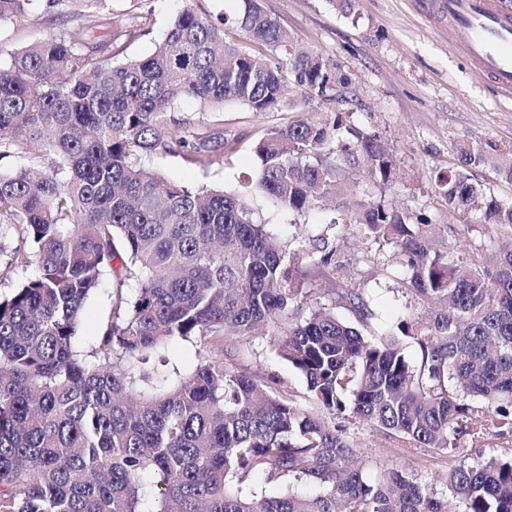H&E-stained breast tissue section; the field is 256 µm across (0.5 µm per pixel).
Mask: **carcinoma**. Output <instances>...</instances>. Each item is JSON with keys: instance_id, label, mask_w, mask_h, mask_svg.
I'll use <instances>...</instances> for the list:
<instances>
[{"instance_id": "cac0c4a2", "label": "carcinoma", "mask_w": 512, "mask_h": 512, "mask_svg": "<svg viewBox=\"0 0 512 512\" xmlns=\"http://www.w3.org/2000/svg\"><path fill=\"white\" fill-rule=\"evenodd\" d=\"M33 2L0 0V27L25 22ZM71 2L74 34L12 50L0 64V160L22 161L0 171V227L24 243L7 262L18 285L0 302V512H144L148 477L155 512H448L450 496L461 512H512V448L461 461L439 494L400 469L366 481L347 435L366 422L399 448L436 453L467 436L477 455L492 438H512V247L490 267L448 251L451 224L363 204L310 238L309 257L335 268L331 230L353 225L390 246L423 313L376 334L358 288L343 296L353 324L307 304L295 267L303 235L276 237L243 196L272 200L300 229L356 158L379 182L396 178L376 136L341 112L272 128L254 148L255 180L240 191L171 182L143 160L174 142L202 167L235 150L238 140L177 121L183 98L266 112L288 86L313 100L347 76L295 48L261 0H242L239 15L217 23L187 0L152 53L125 61L113 48L135 31L109 22L105 0ZM226 26L255 48L228 43ZM456 154V168L438 176L448 210H475L512 239V202L469 174L489 166L512 181V152L462 141ZM106 272L134 282L135 294L117 289L99 349L83 353L75 338ZM268 324L314 409L222 360L174 378L149 363L174 339L231 348ZM402 336L417 345L413 362ZM259 476L284 491L266 496ZM301 482L316 493L296 492Z\"/></svg>"}]
</instances>
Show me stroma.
Segmentation results:
<instances>
[{
  "instance_id": "obj_1",
  "label": "stroma",
  "mask_w": 512,
  "mask_h": 512,
  "mask_svg": "<svg viewBox=\"0 0 512 512\" xmlns=\"http://www.w3.org/2000/svg\"><path fill=\"white\" fill-rule=\"evenodd\" d=\"M262 5L298 46L334 60L347 75V84L337 87L329 102L307 101L300 91L288 89L281 105L266 112L235 103L206 111L195 100L182 99L176 105L177 119L238 138L240 149L203 168L190 149L176 146L152 158L155 170L193 187L233 190L255 178L260 161L253 147L268 130L342 112L352 125L377 136L402 173L400 179L384 185L367 174L363 164L352 165L344 181L346 201H380L392 209L423 215L434 224H465L461 242L453 246L458 255L476 254L487 261L507 244V236L474 215L449 212L438 191L437 177L455 164L459 141L479 143L490 151L512 150V96L498 91L466 61L446 24L427 21L413 0H355L352 20L335 12L326 0H263ZM183 6V0H109L113 20L137 24L132 39L116 47L118 59L149 55ZM72 11L69 0L49 11L37 7L24 24L0 28V47L11 50L74 31ZM390 255L389 247L364 238L354 227H342L337 231L335 269H314L306 259L302 280L315 301L346 320L351 314L342 294L349 288L363 289L380 323L391 325L414 300L402 288L400 276L380 275L379 265ZM117 287L115 277H104L86 303L76 337L80 350L97 347L99 328L112 313ZM276 332L270 326L237 344L224 362L263 378L272 390L309 408L304 378L277 354ZM347 433L357 442L363 473L371 481L387 467L402 464L420 482L436 487L456 461L455 456L427 448L411 453L396 448L367 423L348 428Z\"/></svg>"
}]
</instances>
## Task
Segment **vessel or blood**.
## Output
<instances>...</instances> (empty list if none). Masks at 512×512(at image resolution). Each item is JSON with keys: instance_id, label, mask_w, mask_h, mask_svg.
Returning <instances> with one entry per match:
<instances>
[{"instance_id": "obj_1", "label": "vessel or blood", "mask_w": 512, "mask_h": 512, "mask_svg": "<svg viewBox=\"0 0 512 512\" xmlns=\"http://www.w3.org/2000/svg\"><path fill=\"white\" fill-rule=\"evenodd\" d=\"M430 13L462 35L460 47L475 67L512 94V13L497 0H430Z\"/></svg>"}]
</instances>
